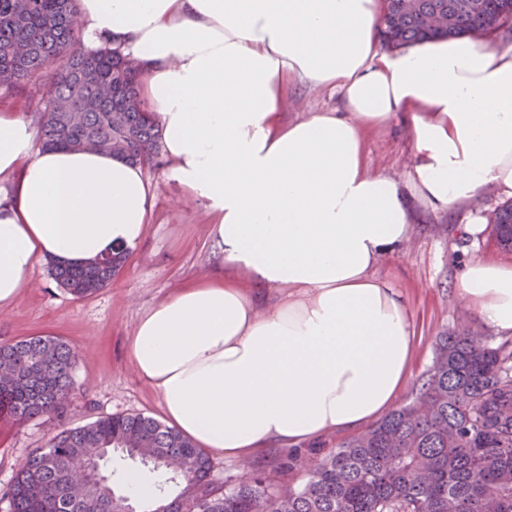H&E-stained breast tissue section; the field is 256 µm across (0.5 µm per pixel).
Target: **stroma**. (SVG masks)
Instances as JSON below:
<instances>
[{"label":"stroma","instance_id":"35a3bbf8","mask_svg":"<svg viewBox=\"0 0 512 512\" xmlns=\"http://www.w3.org/2000/svg\"><path fill=\"white\" fill-rule=\"evenodd\" d=\"M341 109L338 92L299 84L288 94L284 115L293 121L312 112ZM366 153L371 170L406 179L412 162L407 127L395 120L372 131L366 139ZM145 173L154 196L151 216L143 239L109 286L88 297H74L56 283L49 261L43 259L36 265L29 287L10 309L0 313V342L49 335L76 353L74 388L64 417L28 421L0 417V491L31 453L62 428L108 415H161L158 394L140 381L130 364L128 338L145 311L177 288L219 274L221 267L212 253L204 205L182 202L180 188L168 176L165 158H158ZM505 201V196L488 189L465 209L444 213L421 210L403 244L374 267L375 276L400 290L415 319L412 374L397 405L410 401L419 379L432 364L440 336L463 323L471 330L479 329L457 291L458 276L473 257L512 266V252L498 249L487 231L492 214ZM471 219L481 224L480 232L464 231V224ZM344 441V435L331 434L314 447L284 445L243 459L214 454L210 457L212 476L218 484L234 486L249 473L260 471L275 487L297 490Z\"/></svg>","mask_w":512,"mask_h":512}]
</instances>
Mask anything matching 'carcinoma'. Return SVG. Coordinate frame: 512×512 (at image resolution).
Listing matches in <instances>:
<instances>
[{
    "label": "carcinoma",
    "mask_w": 512,
    "mask_h": 512,
    "mask_svg": "<svg viewBox=\"0 0 512 512\" xmlns=\"http://www.w3.org/2000/svg\"><path fill=\"white\" fill-rule=\"evenodd\" d=\"M390 0L382 36L392 47L454 38L512 24V0ZM78 0H0V87L21 86L63 62L37 112L42 146L78 148L91 139L127 142L135 163L159 155V130L138 94L141 71L116 49L86 50L74 34ZM446 13L432 30L425 17ZM22 41L27 52L10 54ZM497 243L512 250V203L492 219ZM129 251L82 267L55 266L70 294L108 286ZM0 360L20 382L0 385V416L63 417L73 387L75 352L47 335L0 344ZM137 459L162 471L151 512H512V349L462 333L439 339L415 396L329 456L305 485L276 494L262 474L233 487L211 478L209 456L160 421L141 414L100 417L59 430L0 494L6 512H123L112 473L98 483L77 473L73 456ZM181 486L168 499V485Z\"/></svg>",
    "instance_id": "cac0c4a2"
}]
</instances>
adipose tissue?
I'll use <instances>...</instances> for the list:
<instances>
[{"instance_id":"obj_1","label":"adipose tissue","mask_w":512,"mask_h":512,"mask_svg":"<svg viewBox=\"0 0 512 512\" xmlns=\"http://www.w3.org/2000/svg\"><path fill=\"white\" fill-rule=\"evenodd\" d=\"M384 0H79L84 44L143 72L168 175L211 217L222 275L150 308L129 338L167 425L241 458L353 431L405 386L415 326L373 267L435 212L486 188L512 196V53L462 36L397 48ZM340 92L343 109L284 121L290 86ZM402 118L407 179L371 171L366 130ZM0 308L35 263L81 265L134 248L153 205L143 165L43 149L0 109ZM459 293L512 337V266L473 259Z\"/></svg>"}]
</instances>
